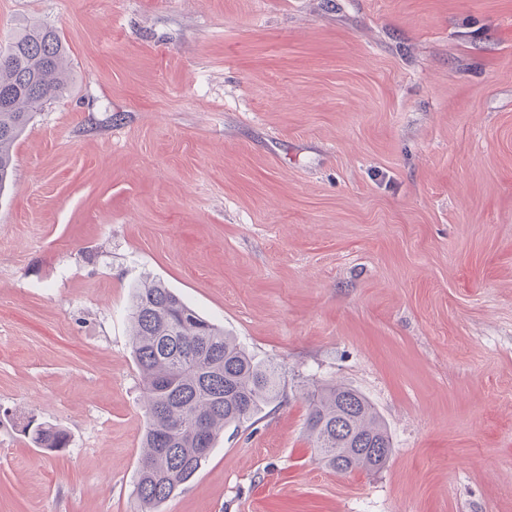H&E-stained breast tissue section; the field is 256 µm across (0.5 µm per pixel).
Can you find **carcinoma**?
<instances>
[{
    "label": "carcinoma",
    "mask_w": 512,
    "mask_h": 512,
    "mask_svg": "<svg viewBox=\"0 0 512 512\" xmlns=\"http://www.w3.org/2000/svg\"><path fill=\"white\" fill-rule=\"evenodd\" d=\"M7 52L11 58L0 62V193L11 180L14 142L70 78L66 47L48 25L20 28ZM128 318L146 418L133 494L140 512H160L194 479L225 427L284 400L282 373L154 278L133 288ZM305 402V430L321 465L342 475L385 467L391 437L362 392L343 383L315 385ZM24 433L46 450L69 445L68 433L53 425L28 424Z\"/></svg>",
    "instance_id": "1"
}]
</instances>
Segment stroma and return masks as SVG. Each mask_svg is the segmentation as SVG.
I'll return each instance as SVG.
<instances>
[{
    "mask_svg": "<svg viewBox=\"0 0 512 512\" xmlns=\"http://www.w3.org/2000/svg\"><path fill=\"white\" fill-rule=\"evenodd\" d=\"M30 22L71 76L0 193V512H135L145 275L287 394L162 512H512V0H0ZM308 382L383 470L317 463ZM305 430L316 460L338 474L371 473L385 467L391 437L371 401L349 385H313L305 392ZM30 422L24 429L25 435H30L31 441L39 448L50 451H60L69 445L68 433L53 425L39 424L31 430Z\"/></svg>",
    "mask_w": 512,
    "mask_h": 512,
    "instance_id": "35a3bbf8",
    "label": "stroma"
}]
</instances>
